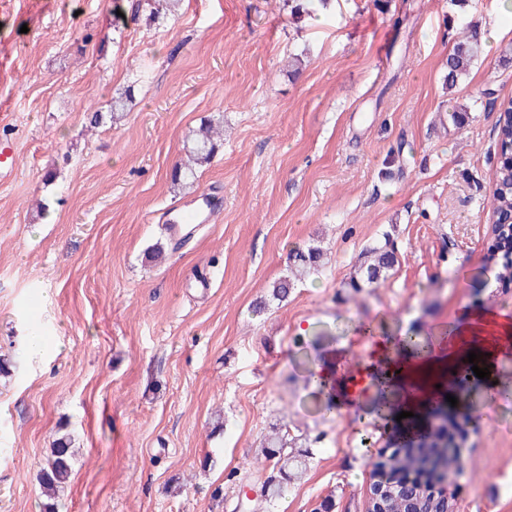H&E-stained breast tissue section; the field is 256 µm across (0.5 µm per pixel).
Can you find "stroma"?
Masks as SVG:
<instances>
[{"mask_svg": "<svg viewBox=\"0 0 512 512\" xmlns=\"http://www.w3.org/2000/svg\"><path fill=\"white\" fill-rule=\"evenodd\" d=\"M471 25L482 51L446 89ZM510 46L500 0H332L311 17L283 0H0V141L19 157L0 182V512H43L37 475L61 432L75 455L60 512H313L327 497L365 512L373 455L396 431L357 416L373 377L333 413L309 377L331 350L368 369L378 342L409 329L437 344L478 306L512 316L483 286ZM129 89L123 122L89 126ZM452 106L468 108L463 128ZM206 118L224 145L198 190L224 206L180 245L166 214L195 192L171 174ZM386 232L393 273L347 288ZM312 243L321 271L254 314ZM35 322L39 358L25 353ZM484 390L464 402L455 512H512V403L487 405ZM275 421L310 458L266 507Z\"/></svg>", "mask_w": 512, "mask_h": 512, "instance_id": "35a3bbf8", "label": "stroma"}]
</instances>
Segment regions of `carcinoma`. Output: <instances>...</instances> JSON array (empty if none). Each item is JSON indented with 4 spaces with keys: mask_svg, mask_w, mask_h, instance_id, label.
<instances>
[{
    "mask_svg": "<svg viewBox=\"0 0 512 512\" xmlns=\"http://www.w3.org/2000/svg\"><path fill=\"white\" fill-rule=\"evenodd\" d=\"M329 2L330 0H285L295 16L314 15L327 8ZM477 58L476 39L471 34L464 35L454 43L448 54L444 84L450 89L455 87ZM130 100L129 94L113 99L111 110L106 113H93L90 125L96 127L107 121L112 124L121 122ZM498 112V144L494 154L486 261L493 263L495 267V288L506 293L512 284V99L501 101ZM223 142L224 127L211 121L203 123L187 140L185 151L188 163L175 170V182L186 188L194 187L197 179L196 167L208 163ZM323 259L324 253L317 246L295 253L289 274L274 283L270 297L279 302L287 300L295 281L319 270ZM397 263L394 242L386 233L383 240L362 252L348 287L356 291L370 288L386 279ZM461 428L462 424L449 417L443 421L439 433L432 436L417 433V447L403 448V466L424 467L430 458L438 455V449L448 447V437ZM288 436L290 433L287 428L274 424L266 438L264 457L273 462V465L270 475L263 481L260 497L269 504L281 498L288 489V484L302 478L307 470L308 453L288 448ZM52 445V456L39 474L42 493L49 499L54 497L71 476L72 436L68 433L58 436L52 441Z\"/></svg>",
    "mask_w": 512,
    "mask_h": 512,
    "instance_id": "carcinoma-1",
    "label": "carcinoma"
}]
</instances>
